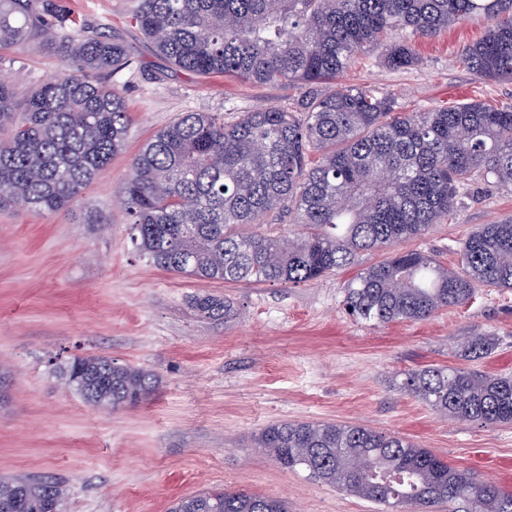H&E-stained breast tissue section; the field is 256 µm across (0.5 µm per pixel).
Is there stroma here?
<instances>
[{"label":"stroma","instance_id":"obj_1","mask_svg":"<svg viewBox=\"0 0 512 512\" xmlns=\"http://www.w3.org/2000/svg\"><path fill=\"white\" fill-rule=\"evenodd\" d=\"M59 2L134 49L137 64L115 77L131 126L124 148L71 208H0V368L11 378L0 400V478L60 483L62 512H170L177 499L224 488L282 498L289 512H380L308 471L280 469L252 441L276 423L318 422L399 434L512 492V425L446 420L395 386L411 370L462 366L460 344L483 333L498 345L476 369L512 375V290L483 288L428 319L378 326L346 314L348 270L285 286L157 268L132 244L117 201L144 142L184 112L230 122L242 110L294 107L301 92L174 68L132 23L139 0ZM487 26L476 16L419 39L422 62L407 70H388L371 52L340 82L389 93L401 112L465 100L510 104L512 83L482 80L458 61ZM63 70L54 50L33 43L0 65V76L24 88ZM508 217L512 194L478 183L409 246L455 269L478 225ZM204 295L226 299L231 314L196 316L190 301ZM86 355L150 371L155 394L119 412L87 403L55 376Z\"/></svg>","mask_w":512,"mask_h":512}]
</instances>
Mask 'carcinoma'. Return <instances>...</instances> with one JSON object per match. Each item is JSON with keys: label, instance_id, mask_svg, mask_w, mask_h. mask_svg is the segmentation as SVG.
I'll use <instances>...</instances> for the list:
<instances>
[{"label": "carcinoma", "instance_id": "obj_1", "mask_svg": "<svg viewBox=\"0 0 512 512\" xmlns=\"http://www.w3.org/2000/svg\"><path fill=\"white\" fill-rule=\"evenodd\" d=\"M473 16L489 22L460 62L488 81H512V0H140L132 20L157 53L201 77L229 75L302 91L304 117L270 108L226 123L185 112L140 150L118 201L132 217V242L156 267L209 281L297 285L386 250L345 288L346 312L386 324L424 320L466 304L480 288L512 289V218L482 224L461 249V267L403 248L449 217L462 190L484 181L512 192V104L481 101L429 112L396 111L366 86H321L352 61L385 47L382 64L420 60L413 36L433 37ZM51 46L65 72L24 89L0 79V204L36 212L71 206L122 149L131 119L114 76L135 63L131 49L89 31L54 0H0V48L21 54ZM288 211L301 231L251 234ZM191 306L205 318L231 306L211 295ZM497 348L473 336L465 361ZM57 379L88 403L114 411L156 389L141 368L104 356L77 357ZM400 390L445 419L512 424V376L452 366L405 374ZM284 470L387 506L391 512H512V493L477 482L426 448L365 426L283 422L254 437ZM64 490L53 481L0 479L10 512H46ZM173 512H288L284 500L214 489L181 499Z\"/></svg>", "mask_w": 512, "mask_h": 512}]
</instances>
